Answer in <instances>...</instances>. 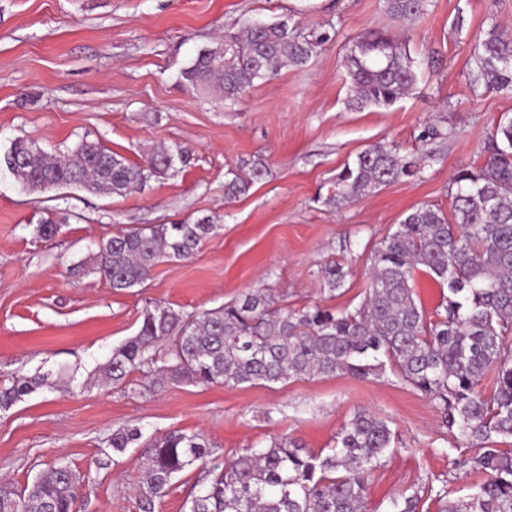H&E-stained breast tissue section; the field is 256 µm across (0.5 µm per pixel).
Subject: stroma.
I'll return each instance as SVG.
<instances>
[{
	"mask_svg": "<svg viewBox=\"0 0 512 512\" xmlns=\"http://www.w3.org/2000/svg\"><path fill=\"white\" fill-rule=\"evenodd\" d=\"M254 18L319 39L316 55L234 101L183 87L199 49ZM492 23L512 33V0H432L411 21L391 19L385 0H0V152L22 137L56 153L96 139L132 163L162 145L190 150L186 164L124 197L28 193L0 170V387L49 379L0 410V484L31 489L37 472L62 459L80 477L78 512H140L142 448L108 459L113 430L199 432L219 462L277 437L324 454L365 410L396 433L392 454L365 477L367 512H388L428 474L447 479L449 496L471 493L479 476L454 461L472 448L454 450L434 403L390 371L152 393L140 374L118 386L100 374L155 305L190 314L259 288L291 308L359 305L379 243L417 205L449 209L454 173L480 165L489 132L512 118V95L468 80L473 46ZM377 29L406 44L418 82L391 107L354 111L345 60L354 40ZM431 126L444 137L423 140ZM377 142L426 155L420 177L325 205L344 164ZM258 160L264 178L225 202L227 170ZM206 215L215 233L191 258L159 263L142 286L113 289L92 268L99 243L119 230ZM48 218L58 233L35 238ZM332 261L347 276L331 294L318 272Z\"/></svg>",
	"mask_w": 512,
	"mask_h": 512,
	"instance_id": "obj_1",
	"label": "stroma"
}]
</instances>
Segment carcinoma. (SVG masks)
<instances>
[{
	"label": "carcinoma",
	"instance_id": "carcinoma-1",
	"mask_svg": "<svg viewBox=\"0 0 512 512\" xmlns=\"http://www.w3.org/2000/svg\"><path fill=\"white\" fill-rule=\"evenodd\" d=\"M385 2L388 14L398 19L419 17L430 6V0ZM316 46L285 21L252 22L241 34L200 50L182 77L196 90L232 100L285 65L305 66ZM471 59L473 85L512 93L511 35L491 24ZM346 73L347 106L355 110L389 107L417 83L406 45L379 31L356 40L346 56ZM483 154L481 166L454 174L450 212L419 205L380 242L360 306L336 311L314 303L288 310L277 306L271 288L190 315L155 306L145 311L136 335L113 350L102 368L105 379L119 385L139 371L158 388L239 386L336 374L366 380L388 366L434 402L442 427L476 446L458 464L483 476L473 494L450 499L447 481L428 475L412 492L393 498L390 512H421L426 496L439 505L438 512H512V349L504 343L512 333V118L493 127ZM187 158L181 148L175 153L161 148L145 163L131 164L87 139L61 157L33 141L15 140L0 155V168L29 192L79 186L123 196ZM265 173L261 161L247 175L229 169L225 199L246 193ZM419 173L421 159L376 143L345 164L325 204L336 207ZM216 228L202 217L121 230L100 243L95 270L118 290L141 285L159 263L191 257ZM419 270L447 286L448 296L433 318L411 285ZM319 275L332 294L343 286L346 272L332 262ZM490 372L495 388L487 394L482 383ZM43 382L20 378L1 389L0 409ZM141 437L137 428H119L107 446L118 456ZM394 441L388 422L367 411L355 413L324 456L295 440L275 438L265 448L213 465L201 488L190 492L188 512H365V475L387 458ZM209 455L200 433L170 431L146 443L140 512H155L171 481ZM78 483L77 474L60 461L26 494L1 486L0 512H76Z\"/></svg>",
	"mask_w": 512,
	"mask_h": 512
}]
</instances>
